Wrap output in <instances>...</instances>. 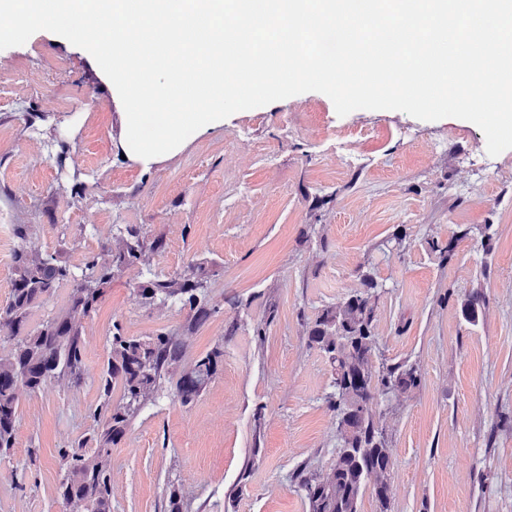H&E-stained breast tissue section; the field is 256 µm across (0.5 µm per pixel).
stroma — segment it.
Listing matches in <instances>:
<instances>
[{"instance_id": "obj_1", "label": "stroma", "mask_w": 512, "mask_h": 512, "mask_svg": "<svg viewBox=\"0 0 512 512\" xmlns=\"http://www.w3.org/2000/svg\"><path fill=\"white\" fill-rule=\"evenodd\" d=\"M1 88L0 305L14 225L73 261L117 240L120 224L144 225L166 249L125 270L82 318L83 383L22 396L16 446L0 461V512H63L59 451L95 425L116 323L129 336L179 334L186 361L219 345L224 359L193 404L168 391L132 419L112 450V512H167L173 488L184 512H307L300 477L325 475L338 446L331 367L307 330L364 273L380 284L375 365L406 360L422 374L417 389L377 405L394 462L391 512H512V149L486 156L484 133L466 120L341 117L328 96L306 92L236 112L146 161L121 144L124 108L99 65L48 31L0 50ZM266 142L281 146L268 159L257 153ZM434 240L453 244L449 263ZM193 259L218 264L217 310L189 330L178 305L142 303L134 288ZM476 290L485 302L471 324L460 301Z\"/></svg>"}]
</instances>
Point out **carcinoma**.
Instances as JSON below:
<instances>
[{
  "instance_id": "obj_1",
  "label": "carcinoma",
  "mask_w": 512,
  "mask_h": 512,
  "mask_svg": "<svg viewBox=\"0 0 512 512\" xmlns=\"http://www.w3.org/2000/svg\"><path fill=\"white\" fill-rule=\"evenodd\" d=\"M121 245L87 251L74 264L61 251L28 245L30 228L16 224L19 240L12 253L10 296L0 305V329L9 330L11 347L0 352V460L15 447L22 394H35L54 379L80 386L87 341L80 319L91 315L112 281L149 253L165 248L161 236H149L141 224L117 228ZM216 262L193 260L180 271L148 276L136 286L144 303H179L186 328L206 322L216 310L208 280ZM68 287L67 310L33 327L31 316L59 288ZM379 284L363 278V289L324 309L307 330L308 345L324 353L332 366L334 391L327 396L338 432L336 461L322 478L303 477L308 512H359L371 491L377 512H390L392 459L375 405L391 393L420 386L422 374L407 361L375 367V303ZM484 297L473 291L461 300L469 323L479 318ZM186 346L173 332L137 338L113 325L107 362L99 379L100 400L91 409L96 426L69 448L60 450L65 474L56 488L63 501L83 512H112V449L125 438L131 420L174 387L183 405L193 403L215 377L224 356L216 347L184 365ZM120 397L112 399V392Z\"/></svg>"
}]
</instances>
